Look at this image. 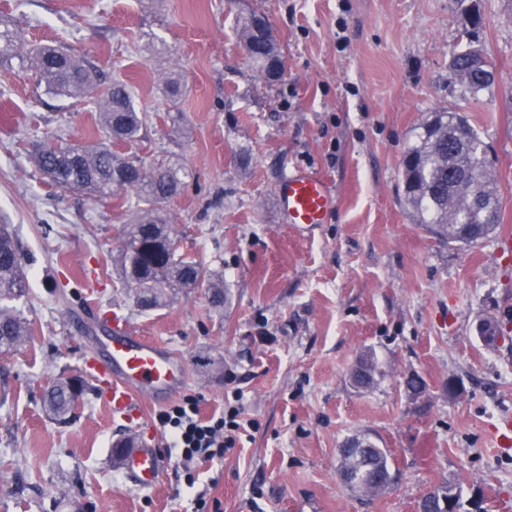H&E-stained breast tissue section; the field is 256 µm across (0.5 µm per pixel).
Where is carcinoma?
Returning <instances> with one entry per match:
<instances>
[{"mask_svg": "<svg viewBox=\"0 0 512 512\" xmlns=\"http://www.w3.org/2000/svg\"><path fill=\"white\" fill-rule=\"evenodd\" d=\"M470 29L465 31L468 48L453 56L454 80L475 97L494 82V64L473 39L482 23L479 9L469 10ZM237 36L248 59L268 83L271 64L281 60L276 40L266 21L256 13L238 20ZM22 35L0 19V63L21 57L35 72L38 85L59 98L95 97L100 130L112 144L89 143L40 146L34 154L36 167L58 187L80 190L99 199L112 197L120 207L134 208V218L118 227L115 257L122 287L143 311L167 301L176 289L211 288L212 304H224V281L212 276L196 261L176 256L166 205L185 185L186 174L163 160L147 163L132 159L115 147L133 143L146 121L136 109L126 84H104L85 59L60 46L35 45L20 56L17 43ZM403 164L406 201L428 225L432 234L450 244L471 245L494 233L499 223V199L494 191L495 170L487 158L483 141L466 116L442 108L418 127L413 143L406 146ZM25 259L12 233L0 226V354L15 351L33 339L35 329L22 314L28 281ZM363 375L355 385L369 388L380 370L368 354L360 361ZM84 389L77 378L56 381L43 398L45 412L56 421L68 418L76 398L73 388ZM338 471L344 485L365 495H374L392 482L385 449L365 436H355L342 449ZM460 493L451 485L427 491L423 512H457Z\"/></svg>", "mask_w": 512, "mask_h": 512, "instance_id": "carcinoma-1", "label": "carcinoma"}]
</instances>
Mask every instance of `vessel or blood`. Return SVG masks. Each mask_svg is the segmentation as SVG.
Returning a JSON list of instances; mask_svg holds the SVG:
<instances>
[{
	"label": "vessel or blood",
	"mask_w": 512,
	"mask_h": 512,
	"mask_svg": "<svg viewBox=\"0 0 512 512\" xmlns=\"http://www.w3.org/2000/svg\"><path fill=\"white\" fill-rule=\"evenodd\" d=\"M276 198L286 222L299 230L324 223L335 205L327 183L304 173L281 180ZM78 329L92 343L82 368L106 383L108 401L114 411L137 414L141 402L162 403L185 388L190 380L186 365L166 345L138 335L120 315L90 322L82 320ZM164 466L162 455L149 447L137 448L124 458L126 472L142 487L155 486Z\"/></svg>",
	"instance_id": "obj_1"
}]
</instances>
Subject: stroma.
Wrapping results in <instances>:
<instances>
[{"instance_id": "stroma-1", "label": "stroma", "mask_w": 512, "mask_h": 512, "mask_svg": "<svg viewBox=\"0 0 512 512\" xmlns=\"http://www.w3.org/2000/svg\"><path fill=\"white\" fill-rule=\"evenodd\" d=\"M473 5L476 44L496 66L475 98L450 79ZM250 12L280 47L278 82L238 40ZM0 17L130 85L147 114L132 154L187 174L168 206L177 252L224 279L223 308L190 288L138 310L112 260L121 209L51 185L32 162L37 147L94 140L95 103L0 65V224L25 257L23 312L37 328L0 355V512H191L200 494L221 512H417L440 484L460 489L461 512H512V445L495 439L512 417V252L500 243L512 235V0H0ZM445 106L463 110L497 175V232L470 246L435 239L405 204L403 152ZM294 171L336 199L304 231L275 195ZM79 313L120 314L167 345L202 416L242 391L251 426L223 461L184 466L155 405L129 419L111 410L81 368L91 345L72 325ZM485 317L499 323L492 345L477 331ZM369 352L382 375L355 387ZM61 377L85 380L65 424L41 404ZM355 434L389 455L394 480L378 494L338 479ZM130 435L166 459L152 489L111 456Z\"/></svg>"}]
</instances>
